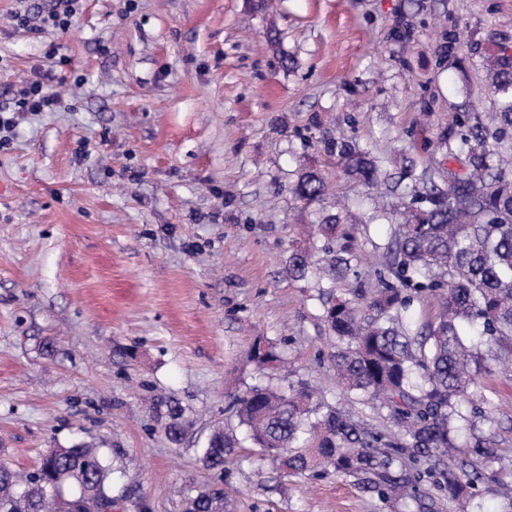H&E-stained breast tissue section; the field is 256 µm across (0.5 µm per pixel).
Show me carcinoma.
Here are the masks:
<instances>
[{
    "label": "carcinoma",
    "mask_w": 512,
    "mask_h": 512,
    "mask_svg": "<svg viewBox=\"0 0 512 512\" xmlns=\"http://www.w3.org/2000/svg\"><path fill=\"white\" fill-rule=\"evenodd\" d=\"M485 69L499 127L487 136L457 121L448 154L465 155L467 169L446 185L435 171L410 165L411 184L395 194L400 222L391 229L377 288L368 298L357 291L323 301L324 325L338 341L331 354L336 385L389 408L396 430L355 419L306 384L250 385L224 408L236 424L215 425L201 448L202 461L221 478L188 496L183 512H232L222 475L246 443L280 473L355 475L381 500L402 489L420 501L426 479L450 501L471 498L479 483L502 472L512 448L476 435L475 421L462 412V405L484 401L480 373L490 368L483 353L512 364V152L499 146L512 129V70L499 57L488 58ZM327 152L368 184L386 177L369 151L347 139L329 142ZM326 192L317 168L303 171L293 187L306 205ZM318 234L328 274L345 276L352 235L336 214L321 221ZM288 274L317 271L296 252ZM415 294L438 303L418 328L405 322ZM250 359L270 379L288 371L285 355L260 337ZM152 404L166 405L164 434L179 443L192 425L187 410L170 397ZM112 492L111 463L85 444L53 448L28 472L0 464V512H86L90 503L112 500Z\"/></svg>",
    "instance_id": "obj_1"
}]
</instances>
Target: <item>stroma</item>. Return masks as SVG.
Returning <instances> with one entry per match:
<instances>
[{
	"mask_svg": "<svg viewBox=\"0 0 512 512\" xmlns=\"http://www.w3.org/2000/svg\"><path fill=\"white\" fill-rule=\"evenodd\" d=\"M40 2L0 0V95L53 45L62 96L0 149V459L31 469L89 444L116 469L112 512H182L214 479L199 448L229 393L262 381L246 360L259 336L287 355L289 384L391 429L388 408L334 384L321 315L327 292L375 286L393 197L347 178L325 145L356 141L393 177L405 154L446 172L456 113L496 124L483 63L512 47V0H80L55 36L15 24ZM308 167L329 185L309 207L291 192ZM328 214L353 235L354 275L289 276L293 252L322 258L310 230ZM481 382L512 448V368ZM153 394L188 408L180 444ZM224 485L236 512H418L352 475L280 476L249 448ZM511 501L507 474L432 512Z\"/></svg>",
	"mask_w": 512,
	"mask_h": 512,
	"instance_id": "35a3bbf8",
	"label": "stroma"
}]
</instances>
